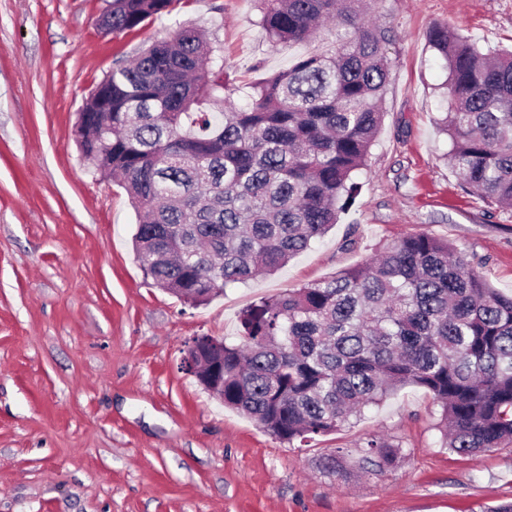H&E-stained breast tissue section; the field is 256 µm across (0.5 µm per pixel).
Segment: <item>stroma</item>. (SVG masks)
<instances>
[{
	"instance_id": "1",
	"label": "stroma",
	"mask_w": 512,
	"mask_h": 512,
	"mask_svg": "<svg viewBox=\"0 0 512 512\" xmlns=\"http://www.w3.org/2000/svg\"><path fill=\"white\" fill-rule=\"evenodd\" d=\"M107 0H0V512H480L512 501V447L442 448L439 408L408 386L308 444L288 443L213 398L182 368L194 337L231 341L239 315L370 262L414 232L455 243L512 293V209L467 191L448 161V24L480 46L512 44V0H372L389 31L382 129L352 208L275 274L193 306L146 278L126 192L83 166L78 114L116 62L183 25L224 46L246 106L251 86L333 40L268 41L256 0H176L171 14L104 33ZM399 449L362 466L365 442Z\"/></svg>"
}]
</instances>
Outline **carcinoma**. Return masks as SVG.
Listing matches in <instances>:
<instances>
[{"mask_svg":"<svg viewBox=\"0 0 512 512\" xmlns=\"http://www.w3.org/2000/svg\"><path fill=\"white\" fill-rule=\"evenodd\" d=\"M368 0H261L273 43L334 24L335 45L299 58L233 104L224 50L195 27L112 69L78 114L83 165L112 177L138 214L144 275L187 303L272 273L325 235L354 202L383 119L387 31ZM173 0H110L112 32L171 11ZM428 47L446 63L440 130L463 186L512 207V50L483 51L448 24ZM224 343V406L282 441L340 430L405 386L440 406L443 445L460 454L512 445V294L490 286L456 245L404 236L375 261L240 315ZM398 449L367 443L378 471Z\"/></svg>","mask_w":512,"mask_h":512,"instance_id":"obj_1","label":"carcinoma"}]
</instances>
